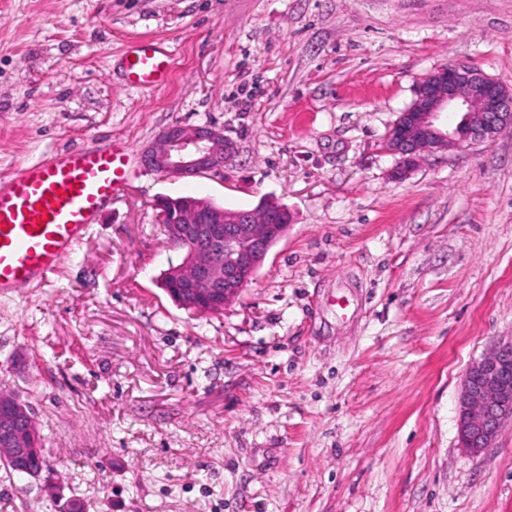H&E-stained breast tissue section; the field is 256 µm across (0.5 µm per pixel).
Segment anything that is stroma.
Here are the masks:
<instances>
[{
	"mask_svg": "<svg viewBox=\"0 0 512 512\" xmlns=\"http://www.w3.org/2000/svg\"><path fill=\"white\" fill-rule=\"evenodd\" d=\"M141 40L166 86L125 82ZM453 62L512 84V0H0V185L92 144L136 164L56 275L0 292V390L49 466L0 465V512H512V422L473 453L457 416L512 340V132L404 177L382 149ZM176 123L222 128L235 165L149 171ZM162 195L287 207L224 313L162 290ZM173 58L154 41H142L131 47L124 57L127 84L137 88L164 86L172 72Z\"/></svg>",
	"mask_w": 512,
	"mask_h": 512,
	"instance_id": "stroma-1",
	"label": "stroma"
}]
</instances>
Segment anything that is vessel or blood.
Returning <instances> with one entry per match:
<instances>
[{
  "label": "vessel or blood",
  "instance_id": "obj_1",
  "mask_svg": "<svg viewBox=\"0 0 512 512\" xmlns=\"http://www.w3.org/2000/svg\"><path fill=\"white\" fill-rule=\"evenodd\" d=\"M172 65L156 42H140L125 54L126 81L162 87ZM132 174L126 149L107 143L51 154L12 175L0 187V289L55 274Z\"/></svg>",
  "mask_w": 512,
  "mask_h": 512
}]
</instances>
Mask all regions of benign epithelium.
Wrapping results in <instances>:
<instances>
[{
    "instance_id": "obj_1",
    "label": "benign epithelium",
    "mask_w": 512,
    "mask_h": 512,
    "mask_svg": "<svg viewBox=\"0 0 512 512\" xmlns=\"http://www.w3.org/2000/svg\"><path fill=\"white\" fill-rule=\"evenodd\" d=\"M512 130V85L466 63H450L420 80L412 103L388 130L382 150L399 157L396 174L424 155L490 143ZM236 142L212 125L173 124L144 154V165L169 181L216 175L233 167ZM191 216L165 228L181 263L165 272L180 307L221 314L255 280L271 248L288 231V210L265 200L252 209L226 211L210 201H186ZM512 420V342L473 362L461 385L458 432L473 453L490 447ZM40 446L31 407L0 390V457L21 461Z\"/></svg>"
}]
</instances>
